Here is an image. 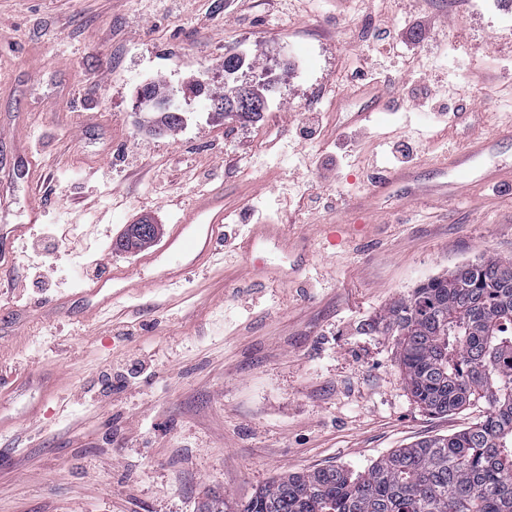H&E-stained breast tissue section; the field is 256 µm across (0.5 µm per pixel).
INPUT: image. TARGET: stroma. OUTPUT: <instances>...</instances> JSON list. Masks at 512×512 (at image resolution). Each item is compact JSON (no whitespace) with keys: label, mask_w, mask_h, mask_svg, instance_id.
Returning <instances> with one entry per match:
<instances>
[{"label":"stroma","mask_w":512,"mask_h":512,"mask_svg":"<svg viewBox=\"0 0 512 512\" xmlns=\"http://www.w3.org/2000/svg\"><path fill=\"white\" fill-rule=\"evenodd\" d=\"M196 0L202 24L175 11L137 14L136 0H0V237L24 254L0 295V376L52 379L36 413L14 403L0 432V512H200L246 503L273 478L326 467L354 471L424 437L478 421L484 403L426 413L400 372L394 336L376 323L429 278L479 259L512 258V181L452 200L372 199L373 168L411 142L421 182L433 162L503 126L512 111V19L464 0ZM400 34L377 48L376 25ZM310 60L302 67L295 51ZM243 54L280 81L258 122L227 119L191 86L225 91L224 58ZM375 55L383 82L355 89L353 67ZM447 83L456 118L418 108L411 85ZM167 86L183 114L148 131L141 89ZM392 101L370 122L371 96ZM224 191V239L211 270L154 287L81 324L20 323L16 309L86 287L83 268L134 271L117 250L128 225L178 223L200 193ZM330 201L310 213L307 194ZM253 224L285 225L289 252L244 256ZM39 239L71 244L38 282ZM307 253L295 267L293 257ZM291 266L254 283L247 260Z\"/></svg>","instance_id":"obj_1"}]
</instances>
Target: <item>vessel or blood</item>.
<instances>
[{
	"label": "vessel or blood",
	"mask_w": 512,
	"mask_h": 512,
	"mask_svg": "<svg viewBox=\"0 0 512 512\" xmlns=\"http://www.w3.org/2000/svg\"><path fill=\"white\" fill-rule=\"evenodd\" d=\"M502 138L494 132L473 141L464 151L452 153L440 160L443 170L453 172L452 182L423 186L416 171L402 169L386 175L372 185V195L406 189L408 197L440 195L451 199L468 190L474 183L472 164L492 153ZM224 234V194L209 191L197 198L179 224L173 225L166 238L151 254L145 256L139 271L108 274L87 288L67 297L38 303L34 307L43 317L64 316L82 322L91 316L111 309L122 298L142 295L150 284L175 285L193 270H207L216 255V244ZM271 243L287 248V233L281 224L253 225L245 240L246 253Z\"/></svg>",
	"instance_id": "b4317fda"
}]
</instances>
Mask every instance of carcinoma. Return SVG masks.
Instances as JSON below:
<instances>
[{"label": "carcinoma", "instance_id": "cac0c4a2", "mask_svg": "<svg viewBox=\"0 0 512 512\" xmlns=\"http://www.w3.org/2000/svg\"><path fill=\"white\" fill-rule=\"evenodd\" d=\"M260 111L264 84L250 82ZM153 133L181 118L159 112ZM396 337L399 367L414 401L430 415L471 402L486 411L473 426L422 439L354 472L338 467L287 473L258 489L240 512H512V259L482 260L429 279L380 321Z\"/></svg>", "mask_w": 512, "mask_h": 512}]
</instances>
